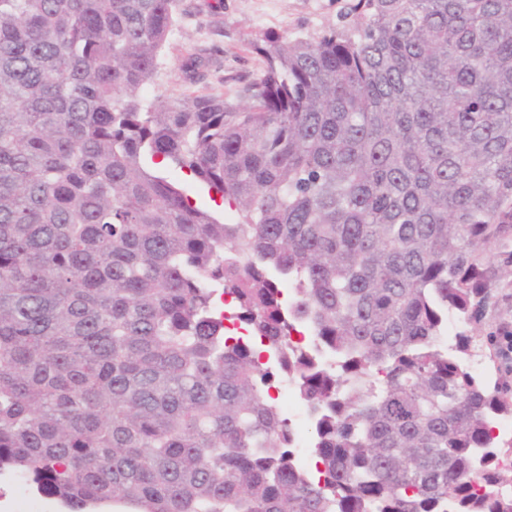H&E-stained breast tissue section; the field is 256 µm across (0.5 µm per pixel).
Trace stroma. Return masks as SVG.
Returning <instances> with one entry per match:
<instances>
[{
	"instance_id": "obj_1",
	"label": "stroma",
	"mask_w": 512,
	"mask_h": 512,
	"mask_svg": "<svg viewBox=\"0 0 512 512\" xmlns=\"http://www.w3.org/2000/svg\"><path fill=\"white\" fill-rule=\"evenodd\" d=\"M355 0H179L177 21L153 82L141 95L183 97L223 95L238 103L246 85L263 69L251 43L263 31L311 38L349 21ZM492 303L473 332L481 345L487 380L512 399V360L488 337L512 330V285L492 289Z\"/></svg>"
}]
</instances>
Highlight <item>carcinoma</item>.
<instances>
[{"label":"carcinoma","instance_id":"carcinoma-1","mask_svg":"<svg viewBox=\"0 0 512 512\" xmlns=\"http://www.w3.org/2000/svg\"><path fill=\"white\" fill-rule=\"evenodd\" d=\"M176 7L0 0V471L60 512H512V402L440 341L512 276V0H356L257 36L238 104L146 103Z\"/></svg>","mask_w":512,"mask_h":512}]
</instances>
